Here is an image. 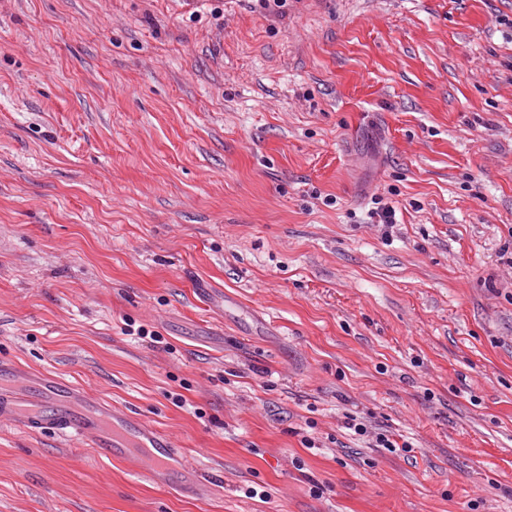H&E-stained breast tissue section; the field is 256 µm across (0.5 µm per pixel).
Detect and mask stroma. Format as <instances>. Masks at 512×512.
<instances>
[{"label":"stroma","instance_id":"obj_1","mask_svg":"<svg viewBox=\"0 0 512 512\" xmlns=\"http://www.w3.org/2000/svg\"><path fill=\"white\" fill-rule=\"evenodd\" d=\"M0 361L215 486L0 424V512H512V0H0Z\"/></svg>","mask_w":512,"mask_h":512}]
</instances>
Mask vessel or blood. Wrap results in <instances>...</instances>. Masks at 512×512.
Instances as JSON below:
<instances>
[{
	"label": "vessel or blood",
	"mask_w": 512,
	"mask_h": 512,
	"mask_svg": "<svg viewBox=\"0 0 512 512\" xmlns=\"http://www.w3.org/2000/svg\"><path fill=\"white\" fill-rule=\"evenodd\" d=\"M4 422L32 433L49 427L65 437L89 439L100 456L143 467L155 483L191 497L212 491L195 464L147 420L49 373H25L16 364L0 363Z\"/></svg>",
	"instance_id": "1"
}]
</instances>
